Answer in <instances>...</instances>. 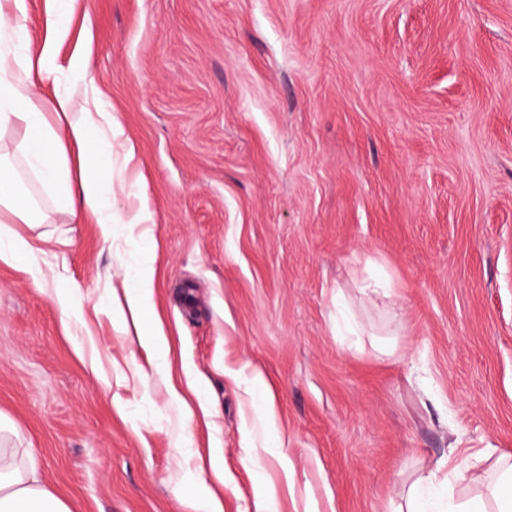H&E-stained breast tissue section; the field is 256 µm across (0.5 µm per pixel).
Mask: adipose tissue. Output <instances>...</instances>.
<instances>
[{
	"label": "adipose tissue",
	"mask_w": 512,
	"mask_h": 512,
	"mask_svg": "<svg viewBox=\"0 0 512 512\" xmlns=\"http://www.w3.org/2000/svg\"><path fill=\"white\" fill-rule=\"evenodd\" d=\"M66 3L45 0V26L52 37L34 49L25 40L29 0H0V40L18 44L14 50L0 49V131L16 124L24 128L13 149L0 152V216H7L11 225L0 236V255L24 262L31 261L32 247L15 227L45 219L37 186L50 188L59 206L72 216L92 214L107 229L115 220L112 114L102 108L94 93L80 100L68 92L58 95L54 123L41 109L40 85L55 78L62 68L57 63L56 44L68 33L63 19ZM120 311L135 320L146 350L168 356L165 326L153 314L151 266L138 271L135 286L125 291ZM18 436L16 428L0 423V512H25L31 506L36 512H71L42 482L31 449L10 447V439Z\"/></svg>",
	"instance_id": "adipose-tissue-1"
}]
</instances>
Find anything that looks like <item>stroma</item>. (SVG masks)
Masks as SVG:
<instances>
[{
  "instance_id": "1",
  "label": "stroma",
  "mask_w": 512,
  "mask_h": 512,
  "mask_svg": "<svg viewBox=\"0 0 512 512\" xmlns=\"http://www.w3.org/2000/svg\"><path fill=\"white\" fill-rule=\"evenodd\" d=\"M68 26L60 62L87 47L137 152L110 232L17 225L0 419L71 512H189L211 448L223 512H406L433 470L432 512L487 493L512 456V0H71ZM147 262L165 361L112 313ZM2 227L0 226V255H5V250L13 258L24 262H32L33 248L30 243L15 230L7 229L4 232V240L2 241Z\"/></svg>"
}]
</instances>
